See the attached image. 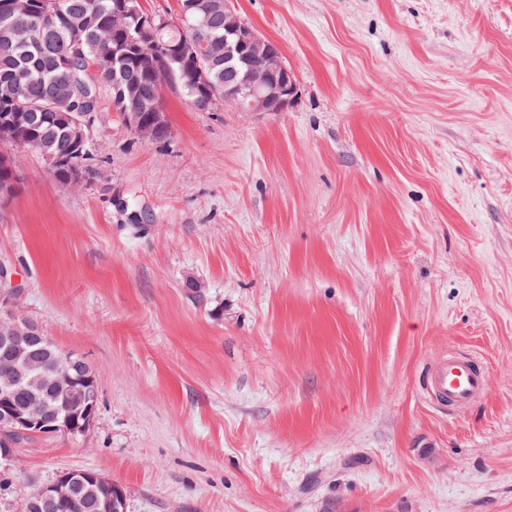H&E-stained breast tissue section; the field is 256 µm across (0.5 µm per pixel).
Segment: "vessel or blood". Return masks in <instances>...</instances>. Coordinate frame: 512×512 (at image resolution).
<instances>
[{
  "instance_id": "vessel-or-blood-1",
  "label": "vessel or blood",
  "mask_w": 512,
  "mask_h": 512,
  "mask_svg": "<svg viewBox=\"0 0 512 512\" xmlns=\"http://www.w3.org/2000/svg\"><path fill=\"white\" fill-rule=\"evenodd\" d=\"M426 382L438 405L465 409L485 394L488 377L473 359L452 352L428 372Z\"/></svg>"
}]
</instances>
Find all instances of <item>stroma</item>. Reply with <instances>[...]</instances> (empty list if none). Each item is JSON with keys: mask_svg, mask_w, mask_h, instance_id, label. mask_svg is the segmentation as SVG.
Returning <instances> with one entry per match:
<instances>
[{"mask_svg": "<svg viewBox=\"0 0 512 512\" xmlns=\"http://www.w3.org/2000/svg\"><path fill=\"white\" fill-rule=\"evenodd\" d=\"M283 112L98 113L82 188L12 150L15 308L84 356V436L16 448L0 512L68 469L125 512H512V0H231ZM463 412L423 392L448 352ZM426 382L439 406L466 409L485 394L488 376L470 357L449 352L428 372Z\"/></svg>", "mask_w": 512, "mask_h": 512, "instance_id": "stroma-1", "label": "stroma"}]
</instances>
